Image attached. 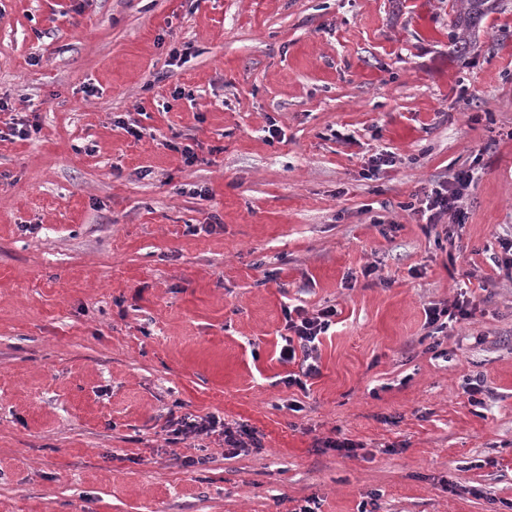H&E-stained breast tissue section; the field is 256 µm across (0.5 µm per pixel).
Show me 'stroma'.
Masks as SVG:
<instances>
[{
    "mask_svg": "<svg viewBox=\"0 0 512 512\" xmlns=\"http://www.w3.org/2000/svg\"><path fill=\"white\" fill-rule=\"evenodd\" d=\"M456 9L0 0V512H512V0L463 53ZM461 168L465 224L409 210ZM328 305L286 387L284 308ZM172 411L262 446L168 443ZM473 314L471 302L465 295L458 298L448 307H431L426 311L427 323L433 327V333H444L448 324L469 319Z\"/></svg>",
    "mask_w": 512,
    "mask_h": 512,
    "instance_id": "stroma-1",
    "label": "stroma"
}]
</instances>
